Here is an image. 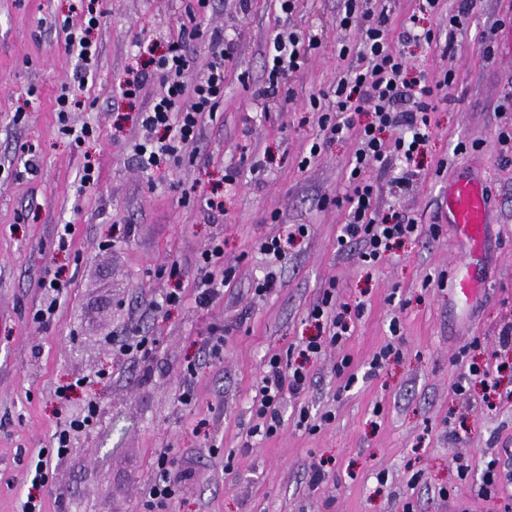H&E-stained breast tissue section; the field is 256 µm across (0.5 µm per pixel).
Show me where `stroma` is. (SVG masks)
Instances as JSON below:
<instances>
[{"label": "stroma", "instance_id": "stroma-1", "mask_svg": "<svg viewBox=\"0 0 512 512\" xmlns=\"http://www.w3.org/2000/svg\"><path fill=\"white\" fill-rule=\"evenodd\" d=\"M190 0H103L105 17L93 31L97 47L88 77L86 109L70 124L97 125L82 146L59 131L55 99L80 76L66 48V33L51 29L54 16L80 25L77 0H0V512H21L26 464L52 445L58 417L83 415L96 403L97 422L80 432L68 456L52 464L43 512H140L141 492L161 450L193 471L175 512H501L498 497L481 498L483 455L512 448V365L497 375L501 399L494 410L472 382L459 393L461 350L480 341L476 358L489 361L498 334L512 321V164L501 161L499 135L512 128V52L483 53V35L512 19V0H477L454 40L453 57L439 47L406 46L413 63L440 79L431 114V137L418 158L421 176L408 190H383L378 212L406 213L422 227L373 266L357 252H336L345 221L348 164L354 138L326 140L311 97L329 93L344 68L338 45L355 31L336 28L341 0H299L286 14L277 0H211L197 18L201 32L189 47L208 52L219 29L233 38L241 61L228 72L224 102L200 133L197 157L164 159L142 170L134 151L144 135L137 122L160 83L139 99L118 93L131 58L145 46L163 51L186 16ZM318 35L321 45L290 80L292 96H258L266 84V53L274 31ZM321 152L300 162L312 143ZM467 146L454 154L457 143ZM99 179L81 186L85 155ZM37 171L25 173L28 156ZM238 186L226 191L224 176ZM470 173L483 179L491 222L476 266L467 242L448 221V183ZM224 197V213L209 216L202 196ZM279 221H272V212ZM74 232L66 249L64 224ZM306 224L307 236L278 263L257 244L280 224ZM439 225L430 234L429 225ZM224 242V263L236 267L232 287L208 307L195 304L197 254ZM180 257L179 276L160 269ZM276 265L278 288L263 297L254 278ZM62 272L69 282L59 312L46 327L30 322L46 295L37 282ZM480 277L483 292L471 306L457 304L454 284L463 273ZM335 281L339 301L362 303L349 338L326 347L308 364L312 384L281 404L284 424L275 437L253 433V399L267 356L301 345L317 329L307 312L321 288ZM180 289L182 303L155 312L149 304ZM224 328V359L211 361L205 345L211 327ZM154 337L147 360L117 355L132 334ZM398 356L371 373L373 356L388 343ZM350 356L352 384L334 374ZM191 378L196 401L178 396ZM84 379L68 398L57 386ZM326 410L331 424L311 433L297 427L299 406ZM472 470L460 478L456 460ZM326 460L325 479L311 486V462Z\"/></svg>", "mask_w": 512, "mask_h": 512}]
</instances>
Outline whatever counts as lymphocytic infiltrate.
Here are the masks:
<instances>
[{"instance_id": "1", "label": "lymphocytic infiltrate", "mask_w": 512, "mask_h": 512, "mask_svg": "<svg viewBox=\"0 0 512 512\" xmlns=\"http://www.w3.org/2000/svg\"><path fill=\"white\" fill-rule=\"evenodd\" d=\"M84 16L81 31L68 30L69 49L75 50L82 69H90L96 47L91 33L101 24L105 13L100 0H81ZM337 28H357L359 38L342 44L339 55L346 67L332 85V103L320 117L321 129L330 139L351 135L359 147L351 164L349 191L345 196L347 216L336 237V250L343 253L359 246L361 261L374 265L381 261L398 240L420 234L415 219L395 213L390 218L377 216V201L382 191L371 171H391L393 190L404 191L419 177L416 158L431 135V112L437 108L439 90L453 84L452 71H445L438 81H431L422 70L409 69L396 41L433 43L439 35L416 22L403 25L393 34L385 13L370 11L366 0H343L336 15ZM196 31L180 25L176 37L165 50L147 62L126 67L119 82L123 97L135 98L152 79H160L165 91L139 113L142 127L160 131L161 136L141 143L137 152L143 168L155 165L161 157H175L195 146L201 127L213 117L224 101V72L238 66L235 43L223 31L211 32L210 50L204 61H196L186 50ZM320 45L318 36L300 37L296 33H276L269 45L271 66L264 96H272L287 87L288 78L301 69L312 50ZM367 112L371 121L355 124L353 116ZM395 130L393 139H384L386 130ZM196 265L202 273L196 301L206 305L223 297L224 289L235 279L233 268L224 264V243L212 241L202 251ZM362 305L338 302L335 286L325 288L310 307L308 318L319 330L298 353L268 356L257 384L254 415L266 436H274L283 425L280 405L285 395L300 396L310 386L305 364L318 357L326 344H337L346 336L354 319L361 316ZM97 407H89L80 420L59 421L52 435V445L40 449L31 461L30 486L23 512H40V492L50 482L51 462L63 458L71 449L73 437L91 427L97 419ZM188 471L176 470L168 452H160L154 463L151 480L143 489L142 512H172L176 497L189 480Z\"/></svg>"}]
</instances>
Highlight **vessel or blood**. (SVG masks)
Returning <instances> with one entry per match:
<instances>
[{"label": "vessel or blood", "instance_id": "vessel-or-blood-1", "mask_svg": "<svg viewBox=\"0 0 512 512\" xmlns=\"http://www.w3.org/2000/svg\"><path fill=\"white\" fill-rule=\"evenodd\" d=\"M446 206L452 223L460 227L472 251H481L489 222L484 184L472 177L457 180L448 189Z\"/></svg>", "mask_w": 512, "mask_h": 512}]
</instances>
